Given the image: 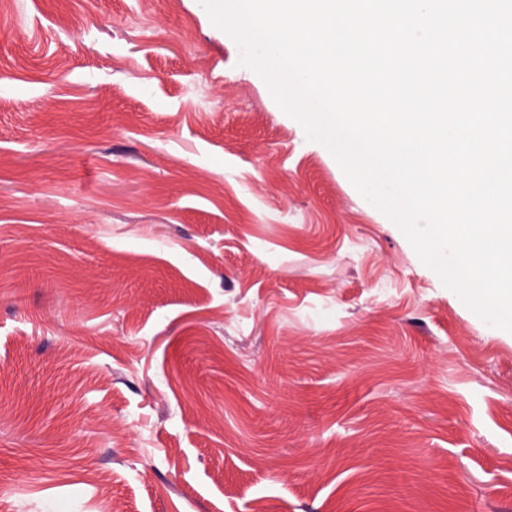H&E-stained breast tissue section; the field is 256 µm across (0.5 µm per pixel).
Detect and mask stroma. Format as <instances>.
I'll return each mask as SVG.
<instances>
[{"label":"stroma","instance_id":"1","mask_svg":"<svg viewBox=\"0 0 512 512\" xmlns=\"http://www.w3.org/2000/svg\"><path fill=\"white\" fill-rule=\"evenodd\" d=\"M198 0H0V512H512V334Z\"/></svg>","mask_w":512,"mask_h":512}]
</instances>
